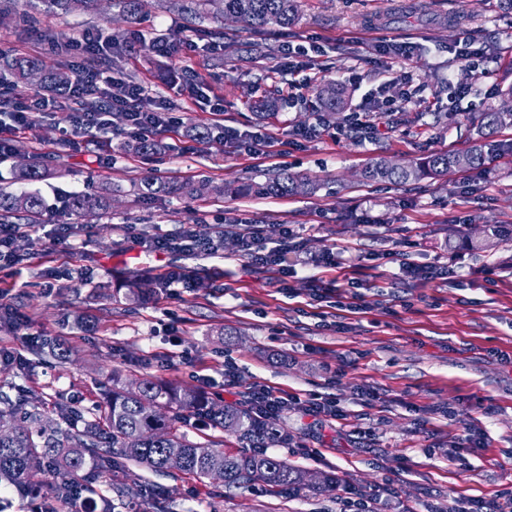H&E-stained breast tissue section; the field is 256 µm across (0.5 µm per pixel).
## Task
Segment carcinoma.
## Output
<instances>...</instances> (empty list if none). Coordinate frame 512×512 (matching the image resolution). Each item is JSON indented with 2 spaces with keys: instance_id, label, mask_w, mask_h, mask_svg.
<instances>
[{
  "instance_id": "1",
  "label": "carcinoma",
  "mask_w": 512,
  "mask_h": 512,
  "mask_svg": "<svg viewBox=\"0 0 512 512\" xmlns=\"http://www.w3.org/2000/svg\"><path fill=\"white\" fill-rule=\"evenodd\" d=\"M99 0H0V14H13L19 19L33 17L40 7L54 11H91ZM218 9L211 0H184L183 10L202 24L197 33L204 39L224 35V28H207L203 23L216 22L229 15L255 29L268 26L287 27L299 13L298 0H223ZM53 44L59 56L67 54L69 37L53 30L42 33ZM10 74L18 80L36 79L38 84L57 95L64 94L72 82V71L64 64L49 67L36 57H14L0 52V74ZM322 107L329 113L341 108L342 93L329 82L318 90ZM512 121V112H486L482 120L484 137L497 127ZM486 163L484 146L474 145L465 153L436 152L422 160L403 165L386 157L373 159L362 171L367 182L405 184L425 175L445 176L464 168L481 169ZM44 166L38 156L19 170V178L35 181L43 176ZM316 183L280 169L265 175L261 182L244 181L214 186L208 180L195 183H175L158 178L141 182V194L147 197L202 196L212 192L237 195L284 197L312 194ZM111 188L95 197L81 193L71 195L67 211L80 215L92 207H110ZM45 212V201L37 192L15 194L0 188V222L12 219L32 221ZM36 355L47 354L60 363L69 358L64 345L54 341L33 346ZM103 393V413L98 419L78 426L77 413L69 408L60 410L64 424L45 416L34 397L16 396L0 391V425H15L16 432L0 437V486L23 493L35 492L44 486L49 472L60 476L55 499L65 502L74 494L88 489L91 480L113 471L117 459L143 464L154 472H166L170 453L183 457L181 471L200 479L212 478V470L224 471V486L262 484L270 489H282L304 484L305 475L296 466L267 455L243 454L224 448V440L206 442L190 440L184 431L188 419L195 417L209 425L238 435L252 442L265 433V420L241 407L218 405L201 390L180 384L139 378L121 382L109 379Z\"/></svg>"
}]
</instances>
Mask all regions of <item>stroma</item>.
<instances>
[{"mask_svg":"<svg viewBox=\"0 0 512 512\" xmlns=\"http://www.w3.org/2000/svg\"><path fill=\"white\" fill-rule=\"evenodd\" d=\"M175 0H147L142 14L125 21L110 0L97 13L41 14L38 26L20 30L13 16L0 19V47L52 63L40 32L51 28L71 37L125 32L121 68L103 67L104 77L146 87L147 104L174 109L178 124L159 134L162 149L149 156L131 151L124 121L64 141L72 112L68 100L33 129L13 135L0 159V186L38 192L46 203L55 194L99 193L117 184L107 210L80 216H44L24 242L23 261L0 268V304L24 320V330L0 328V347L17 352L20 365L0 360V390H25L56 418L59 404L96 417L101 384L152 378L202 386L216 401L234 405L248 387L265 384L284 391L310 390L336 396L348 420L328 427L291 410L269 419L285 433L269 456L307 474H329L337 486L367 491L391 483L392 508L446 512L457 498L492 499L512 489V240L487 246L494 227L512 229V125L492 139L498 159L478 170L407 184H369L362 170L376 157L404 162L427 153L467 150L476 140L483 113L503 107L512 87V12L500 0H299V17L285 30L256 33L225 22L224 51L188 50L176 58L151 54L141 38H186L191 25ZM468 37L486 57L490 74L473 80L450 47ZM386 39L393 50L378 53ZM308 47L295 68L285 66V44ZM343 87L340 114L324 118L312 106L327 82ZM474 84L462 100L448 97L450 85ZM411 90L412 104L383 110L385 99ZM274 96L276 115L258 118L255 100ZM221 111H213V103ZM377 107L372 128L353 130L350 116L363 105ZM224 125L244 142L261 135L272 157L229 150L214 140H196L193 125ZM305 129L309 138H294ZM43 157L42 179L17 177L28 157ZM288 168L321 180L315 195L276 198H138L147 177L177 182L202 179L221 185L260 178ZM246 219L256 224H290L305 250L320 256L335 244L347 276L334 300L314 297L313 267L282 277L247 267L236 241L225 236L222 256L147 255L121 225L156 232L191 226L198 237L214 236L219 225ZM75 233L58 240L56 226ZM443 267L456 263L454 281L425 284L401 279L400 261ZM198 269L191 287L154 286L149 297L126 299L124 290L145 283L149 268ZM363 310L343 308L351 293ZM76 313L87 328L67 322ZM53 336L70 350L67 363L37 361L27 335ZM236 368V391L224 388V364ZM377 393L383 410L368 408L357 390ZM495 406L485 416L486 406ZM369 430L361 439L354 426ZM483 432L486 445L467 455L468 466H448L451 439ZM322 449L319 459L293 454L294 443ZM123 496H112L111 477L91 482L94 496H111L114 512H156L138 485L165 492L166 512H336L335 493L308 488L270 495L260 485L225 489L223 484L174 471L132 469Z\"/></svg>","mask_w":512,"mask_h":512,"instance_id":"obj_1","label":"stroma"}]
</instances>
